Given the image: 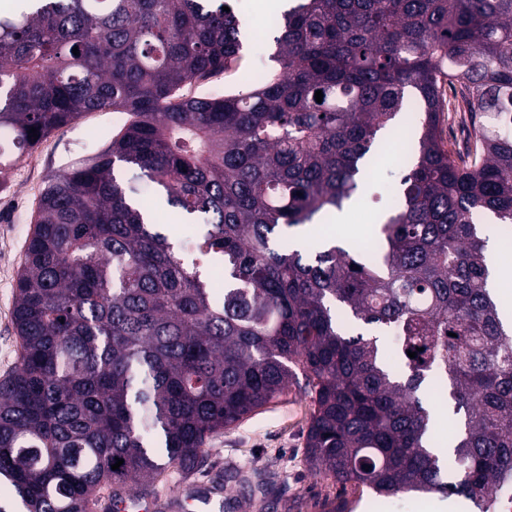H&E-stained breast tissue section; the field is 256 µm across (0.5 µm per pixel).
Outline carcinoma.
I'll list each match as a JSON object with an SVG mask.
<instances>
[{
  "label": "carcinoma",
  "mask_w": 512,
  "mask_h": 512,
  "mask_svg": "<svg viewBox=\"0 0 512 512\" xmlns=\"http://www.w3.org/2000/svg\"><path fill=\"white\" fill-rule=\"evenodd\" d=\"M230 2L24 0L0 14V130L19 152L88 112L125 114L38 201L19 359L0 379V478L27 512H88L132 482L147 494L199 468L213 437L288 395L300 369L312 471L512 512L498 501L512 489V329L477 230L483 216L512 229V0H293L260 83L197 95L241 65L248 28ZM447 86L469 112L466 160L442 137ZM409 89L421 134L378 261L338 243L303 257L288 230L352 198ZM146 190L203 224L194 259L140 207ZM363 326L397 337L404 373ZM430 380L461 420L446 453ZM228 480L266 492L255 469Z\"/></svg>",
  "instance_id": "1"
}]
</instances>
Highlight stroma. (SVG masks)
Here are the masks:
<instances>
[{"label": "stroma", "mask_w": 512, "mask_h": 512, "mask_svg": "<svg viewBox=\"0 0 512 512\" xmlns=\"http://www.w3.org/2000/svg\"><path fill=\"white\" fill-rule=\"evenodd\" d=\"M111 111L92 112L53 132L36 148L17 155L0 172V375L17 364L19 340L13 323L18 272L33 227L40 194L52 175L101 150V134L111 124ZM400 167L386 152L368 172L357 199L332 228L338 241L352 248L372 243L397 186ZM310 419L309 401L292 391L282 401L248 416L236 427L214 437L201 472L172 474L157 482L154 497L161 512H178L185 490L205 496L212 478L244 465L273 472L266 501L249 498L232 482L211 496L213 512H327L331 502H343L346 512H432L431 494L384 498L367 488L341 487L314 476L304 462Z\"/></svg>", "instance_id": "obj_1"}]
</instances>
